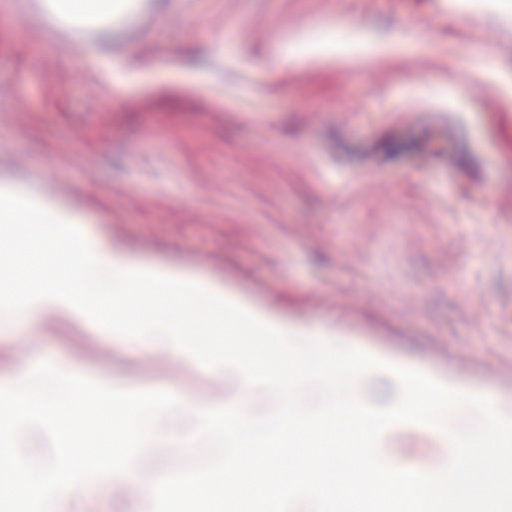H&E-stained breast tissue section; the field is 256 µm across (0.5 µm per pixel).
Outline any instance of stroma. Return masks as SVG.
Returning <instances> with one entry per match:
<instances>
[{"mask_svg": "<svg viewBox=\"0 0 512 512\" xmlns=\"http://www.w3.org/2000/svg\"><path fill=\"white\" fill-rule=\"evenodd\" d=\"M113 86L42 0H0V180H39L133 259L216 278L291 329L512 394V22L460 0H117ZM356 32L353 54L297 48ZM465 94H458V87ZM192 408L236 389L95 324L0 328L41 362ZM437 429L385 431L423 471ZM90 485L63 512H142Z\"/></svg>", "mask_w": 512, "mask_h": 512, "instance_id": "obj_1", "label": "stroma"}]
</instances>
